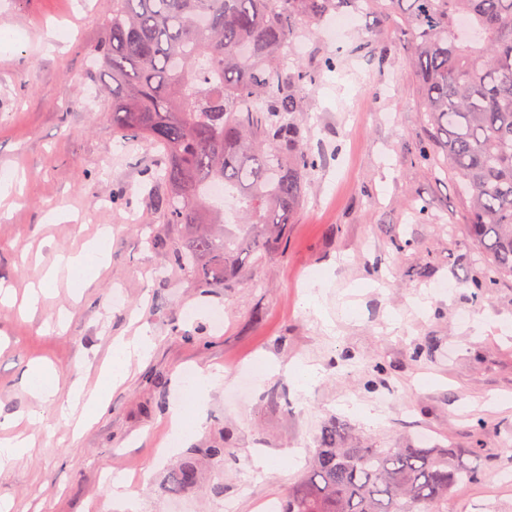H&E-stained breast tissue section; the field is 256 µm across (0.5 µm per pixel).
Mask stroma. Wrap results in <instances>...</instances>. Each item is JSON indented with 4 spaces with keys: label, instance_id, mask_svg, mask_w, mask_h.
<instances>
[{
    "label": "stroma",
    "instance_id": "obj_1",
    "mask_svg": "<svg viewBox=\"0 0 512 512\" xmlns=\"http://www.w3.org/2000/svg\"><path fill=\"white\" fill-rule=\"evenodd\" d=\"M111 9L112 0H0V172L18 177L0 202V282L15 298L0 304V420L43 414L28 430L32 447L0 472L12 512H121L103 481L116 473L137 512H169L176 499L186 512H219L225 499L259 512L298 480L332 420L364 445L460 450L480 477L452 489L450 512H512V486L500 484L512 474V277L477 297L487 267L456 182L416 157L428 127L406 70L407 29L359 12L336 41L307 38V68L336 61L304 89L300 120L318 167L282 244L204 290L147 243L179 229L151 223L138 187L155 152L113 133L112 94L90 67ZM51 25L53 51L42 44ZM104 226L112 237L99 271L60 277L35 313L20 312L56 255ZM311 270L325 282L316 310ZM140 327L154 338L150 356L110 390L102 416L76 428L59 412L73 383L94 386L113 338ZM250 358L282 370L235 403L227 385L212 390L179 453L231 445L234 457L205 472L223 496L172 498L161 480L175 456L161 445L182 371L220 369L234 383ZM300 360L322 374L307 391L286 371ZM36 364L57 374L50 400L26 385ZM260 454L269 469L255 466Z\"/></svg>",
    "mask_w": 512,
    "mask_h": 512
}]
</instances>
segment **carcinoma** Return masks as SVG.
I'll return each mask as SVG.
<instances>
[{
    "label": "carcinoma",
    "instance_id": "obj_1",
    "mask_svg": "<svg viewBox=\"0 0 512 512\" xmlns=\"http://www.w3.org/2000/svg\"><path fill=\"white\" fill-rule=\"evenodd\" d=\"M371 8L412 35L408 71L430 130L420 159H443L459 183L488 267L484 288L512 276V0H112L95 64L112 85V130L158 152L159 224L186 235L152 242L199 288L224 284L242 256L292 222L318 165L299 113L314 75L286 52L328 16ZM461 15L466 28L458 26ZM222 183L239 207L232 234L207 194ZM334 420L280 512H448L451 489L476 479L453 448L347 443ZM235 449L198 448L172 466L169 494L197 489L201 461Z\"/></svg>",
    "mask_w": 512,
    "mask_h": 512
}]
</instances>
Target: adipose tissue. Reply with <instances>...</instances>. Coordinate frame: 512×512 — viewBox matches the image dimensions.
Wrapping results in <instances>:
<instances>
[{"label":"adipose tissue","instance_id":"obj_1","mask_svg":"<svg viewBox=\"0 0 512 512\" xmlns=\"http://www.w3.org/2000/svg\"><path fill=\"white\" fill-rule=\"evenodd\" d=\"M112 235L111 229H104L99 237L91 242L87 249L77 255L58 256L53 266L44 274L43 283H52L63 272L92 267L107 252V244ZM153 347V340L147 333H139L130 339L115 338L112 342L111 359L102 366L100 385L88 391L84 386H74L70 392L69 408H82L85 419H92L103 413L107 405V396L112 386L123 382L127 375V365L131 357L147 356ZM224 376L220 372L208 369L198 370L192 383L182 388L179 398L173 403L171 411V434L179 442H187L189 433L185 423L197 398L207 395L220 386Z\"/></svg>","mask_w":512,"mask_h":512}]
</instances>
